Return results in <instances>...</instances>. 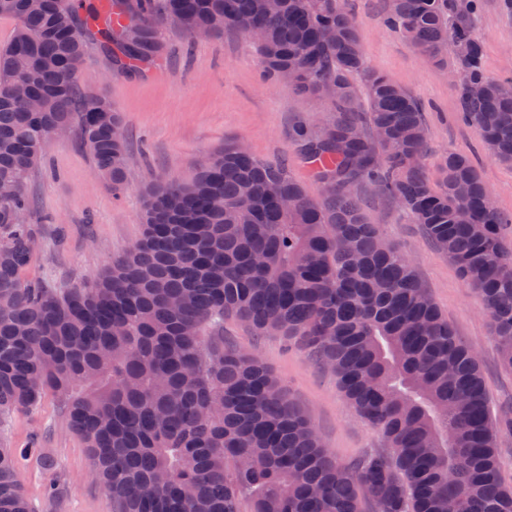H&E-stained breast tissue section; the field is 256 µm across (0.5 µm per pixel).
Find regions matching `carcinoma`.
I'll return each instance as SVG.
<instances>
[{
  "instance_id": "1",
  "label": "carcinoma",
  "mask_w": 512,
  "mask_h": 512,
  "mask_svg": "<svg viewBox=\"0 0 512 512\" xmlns=\"http://www.w3.org/2000/svg\"><path fill=\"white\" fill-rule=\"evenodd\" d=\"M116 21L101 22L103 8ZM456 0H384L386 23L437 65L465 57L463 119L512 165V80H491L482 48L448 18ZM18 20L0 48V417L60 397L69 428L112 496V512H512L496 453L512 417L491 416L480 364L410 260L366 220L360 181L409 212L457 267L512 369V251L470 160L431 178L417 101L368 70L340 0H0ZM261 32L263 78L328 98L332 113L299 148L324 194L283 166L227 144L188 182L147 192L141 237L78 288L26 277L34 233L29 172L74 126L113 188L129 151L121 113L78 81L90 27L119 70L162 51L160 29ZM363 75V86L353 81ZM20 81L28 95H9ZM235 318L257 336L299 340L390 452L345 464L254 353L207 329ZM14 449L0 443V512H33Z\"/></svg>"
}]
</instances>
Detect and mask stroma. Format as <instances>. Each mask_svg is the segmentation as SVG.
Here are the masks:
<instances>
[{
    "label": "stroma",
    "instance_id": "1",
    "mask_svg": "<svg viewBox=\"0 0 512 512\" xmlns=\"http://www.w3.org/2000/svg\"><path fill=\"white\" fill-rule=\"evenodd\" d=\"M342 4L357 22L368 67L404 86L422 107L427 171L436 172L448 152L466 155L495 206L512 214V167L494 160L478 130L460 116L462 59L450 55L441 67L420 53L385 24L383 0ZM468 23L483 45L486 75L512 79V12L503 10L501 0H478ZM160 39L163 53L130 74L119 71L96 40H87L79 83L110 98L122 112L130 160L123 186L115 192L76 128L63 129L47 141L26 182L31 210L25 221L36 231L29 278L55 288L97 279L113 257L140 237L145 189L162 178L191 180L231 141L246 144L263 162L285 165L311 198L322 197L323 187L293 134L300 127L319 134L332 110L326 99L301 94L287 82L264 80L259 49L244 33L196 38L167 26ZM355 191L368 221L406 254L455 334L476 353L493 414L512 413V370L500 363L476 294L395 202L367 181ZM223 336L225 346L261 357L338 460L352 463L383 450L381 435L349 404L335 373L312 360L296 340L257 336L232 319L225 320ZM34 434L43 453L23 463L20 479L35 512H43L45 487L57 473L70 479L61 512H112V498L93 479L88 453L68 428L57 397L47 396L34 410L0 422V440L13 447H24Z\"/></svg>",
    "mask_w": 512,
    "mask_h": 512
}]
</instances>
